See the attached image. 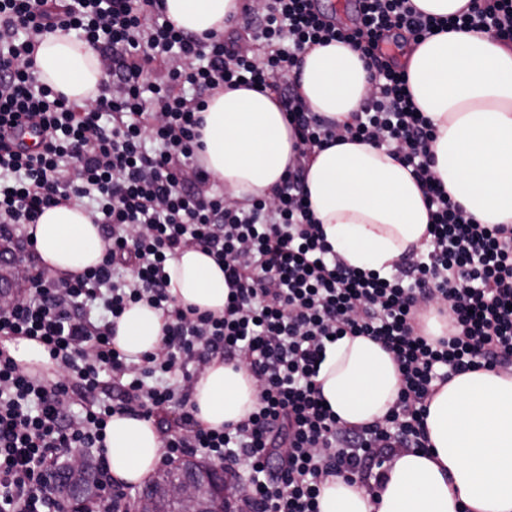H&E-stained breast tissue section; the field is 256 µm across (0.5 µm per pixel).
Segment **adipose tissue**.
Segmentation results:
<instances>
[{"instance_id": "adipose-tissue-1", "label": "adipose tissue", "mask_w": 512, "mask_h": 512, "mask_svg": "<svg viewBox=\"0 0 512 512\" xmlns=\"http://www.w3.org/2000/svg\"><path fill=\"white\" fill-rule=\"evenodd\" d=\"M168 18L197 34L222 31L241 0H165ZM39 79L68 100L96 97L107 75L85 43L57 32L41 37ZM405 71L414 102L437 129L431 146L436 177L465 213L483 224H512V47L475 32H443L414 45ZM372 89L358 52L341 43L308 50L299 93L310 111L350 121ZM207 170L234 202L269 196L296 160L297 139L273 96L248 88L210 98L202 113ZM306 189L325 238L348 266L387 276L428 237L429 211L409 167L385 150L344 141L318 150ZM33 240L58 272L101 263L105 243L83 207L45 209ZM176 305L223 312L224 270L195 247L170 261ZM165 319L138 303L117 321L114 346L132 360L157 352ZM316 381L333 414L348 425L381 419L395 404L401 378L392 355L369 336L327 344ZM259 392L247 370L213 361L192 400L197 420L219 429L255 411ZM428 447L400 451L376 495L358 482L329 478L319 512H512V375L477 369L453 376L430 400ZM113 479L137 486L154 471L162 442L143 418L116 414L105 439Z\"/></svg>"}]
</instances>
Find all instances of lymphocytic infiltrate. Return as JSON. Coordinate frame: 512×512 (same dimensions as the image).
Here are the masks:
<instances>
[{"label": "lymphocytic infiltrate", "mask_w": 512, "mask_h": 512, "mask_svg": "<svg viewBox=\"0 0 512 512\" xmlns=\"http://www.w3.org/2000/svg\"><path fill=\"white\" fill-rule=\"evenodd\" d=\"M351 24L317 0L244 5L228 31L177 28L165 0H0V240L29 277L0 306V512H71L44 484L64 449L94 461L98 485L117 498L104 455L112 415L155 425L162 462L197 456L245 482L227 512H318L323 482L342 476L375 492L403 448L427 445L426 403L439 384L476 368L512 373V225L482 224L437 180L435 131L415 105L404 69L382 43H419L433 32L483 33L512 42V0H469L452 17L412 0H358ZM76 33L108 78L77 104L33 74L39 37ZM360 53L374 89L350 122L311 112L299 94L302 56L330 42ZM242 87L274 95L300 144L272 198L229 203L211 188L196 148L206 98ZM39 131L28 152L19 121ZM350 138L405 165L430 212L429 238L390 276L331 256L308 202L306 166L316 150ZM83 200L105 242L102 262L55 276L41 267L25 225L44 209ZM192 246L224 268L223 314L175 305L166 265ZM146 303L166 319L158 352L132 361L112 344L125 309ZM448 335L429 342V308ZM371 336L396 361L402 389L391 410L363 425L340 423L316 383L329 338ZM27 338L54 370H28L6 344ZM245 367L259 405L236 426L195 417L198 369L213 360Z\"/></svg>", "instance_id": "1"}]
</instances>
